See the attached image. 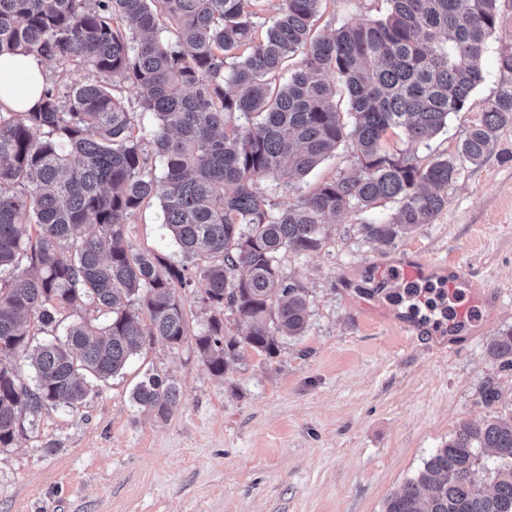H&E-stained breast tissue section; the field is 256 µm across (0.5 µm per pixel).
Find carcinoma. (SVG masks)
<instances>
[{
  "mask_svg": "<svg viewBox=\"0 0 512 512\" xmlns=\"http://www.w3.org/2000/svg\"><path fill=\"white\" fill-rule=\"evenodd\" d=\"M322 2L280 0L267 20L260 0H0V56L32 53L92 72L84 82L57 76L29 112L0 103V448L46 406L79 409L146 339L179 347L188 327L176 288L194 278L211 311L195 346L212 374L246 346L273 354L309 318L306 289L285 283L286 253L321 250L330 219L383 201L396 213L359 224L370 242L432 223L459 166L482 163L512 125L510 86L456 156L414 161L412 149L484 81L500 0H386L381 18L316 32ZM329 74L344 86L345 112ZM127 93L155 115L147 137L135 132ZM393 134L405 143L396 153L386 147ZM347 140L358 172L294 202L258 190L262 180L293 185ZM156 195L180 267L127 239L129 218ZM75 311L84 316L62 336L30 348L31 321L55 332ZM226 311L244 334L226 333ZM19 353L30 386L12 362ZM487 354L512 369V331ZM132 398L164 421L181 392L150 374ZM384 512H512V412L435 449Z\"/></svg>",
  "mask_w": 512,
  "mask_h": 512,
  "instance_id": "carcinoma-1",
  "label": "carcinoma"
}]
</instances>
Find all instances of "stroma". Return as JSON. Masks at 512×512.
Here are the masks:
<instances>
[{
	"instance_id": "stroma-1",
	"label": "stroma",
	"mask_w": 512,
	"mask_h": 512,
	"mask_svg": "<svg viewBox=\"0 0 512 512\" xmlns=\"http://www.w3.org/2000/svg\"><path fill=\"white\" fill-rule=\"evenodd\" d=\"M386 0H324L320 23L375 19ZM512 45V0H501L484 56V81L447 128L420 144L419 163L455 154L487 102L512 85L498 56ZM430 224L372 243L349 213L318 252L286 254L287 282L306 288L303 335L283 336L275 355L244 348L220 376L200 359L194 337L208 313L197 293L180 292L188 338L176 348L147 343L123 374L102 384L79 411L43 410L33 428L0 448V512H383L424 460L464 426L512 411V369L492 362L488 342L512 328V125L493 153L463 164ZM138 249L181 263L161 227L158 199L131 217ZM449 260L480 288L501 296L471 336L438 282L378 286L381 264L405 255ZM373 296L377 314L359 302ZM454 323L464 342L447 352L400 332L399 310ZM148 373L182 393L165 421L134 404ZM494 383L500 398L485 406Z\"/></svg>"
}]
</instances>
